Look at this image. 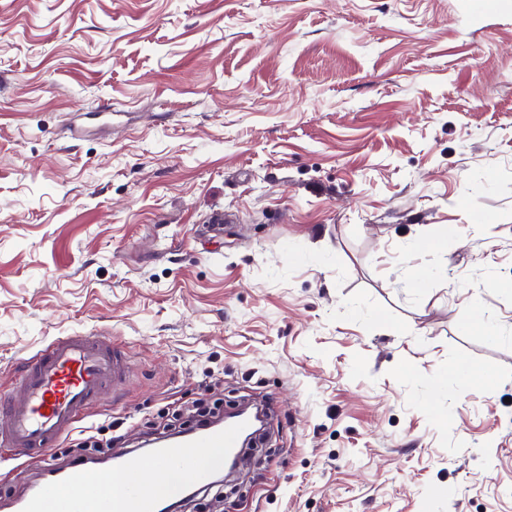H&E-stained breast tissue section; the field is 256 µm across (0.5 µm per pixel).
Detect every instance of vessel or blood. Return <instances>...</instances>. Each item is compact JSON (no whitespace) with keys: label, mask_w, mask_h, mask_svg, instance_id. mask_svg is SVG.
<instances>
[{"label":"vessel or blood","mask_w":512,"mask_h":512,"mask_svg":"<svg viewBox=\"0 0 512 512\" xmlns=\"http://www.w3.org/2000/svg\"><path fill=\"white\" fill-rule=\"evenodd\" d=\"M127 369L108 337L73 333L54 338L21 371L22 398L0 406V447L47 460L50 444L99 412L101 391L119 387ZM245 431L239 422L160 441L152 452L127 456L106 481L80 464L63 474L48 471L22 512H160L165 499L205 483L223 468L225 452L238 447ZM150 465L164 473L152 490L139 479Z\"/></svg>","instance_id":"1"}]
</instances>
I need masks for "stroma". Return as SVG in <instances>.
<instances>
[{"instance_id": "stroma-1", "label": "stroma", "mask_w": 512, "mask_h": 512, "mask_svg": "<svg viewBox=\"0 0 512 512\" xmlns=\"http://www.w3.org/2000/svg\"><path fill=\"white\" fill-rule=\"evenodd\" d=\"M74 332L264 412L183 512H512V0H0V399Z\"/></svg>"}]
</instances>
